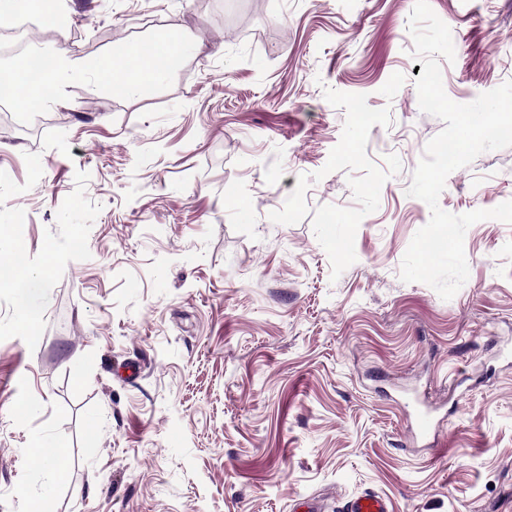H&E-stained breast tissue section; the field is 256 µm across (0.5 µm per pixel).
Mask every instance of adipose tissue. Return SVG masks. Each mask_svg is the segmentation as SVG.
<instances>
[{"instance_id": "obj_1", "label": "adipose tissue", "mask_w": 512, "mask_h": 512, "mask_svg": "<svg viewBox=\"0 0 512 512\" xmlns=\"http://www.w3.org/2000/svg\"><path fill=\"white\" fill-rule=\"evenodd\" d=\"M182 56V46L167 41L158 42L149 50L138 44L129 45L109 64L113 86L126 93L143 92L165 78ZM78 67V61L62 49L51 56L44 70L36 74L25 68L1 69L0 93L9 94L19 105L26 106L40 97L45 85L57 83L61 77L76 72Z\"/></svg>"}]
</instances>
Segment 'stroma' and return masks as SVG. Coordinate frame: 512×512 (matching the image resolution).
Returning <instances> with one entry per match:
<instances>
[{"label":"stroma","mask_w":512,"mask_h":512,"mask_svg":"<svg viewBox=\"0 0 512 512\" xmlns=\"http://www.w3.org/2000/svg\"><path fill=\"white\" fill-rule=\"evenodd\" d=\"M64 0L32 17L76 76L0 137V512H512V223L470 226L451 300L400 278L430 219L407 196L421 112L415 0ZM443 86L512 80V0H429ZM198 43L116 91L130 43ZM512 200V147L453 171V214ZM41 313L22 326L21 306ZM419 398L435 435L415 436ZM68 451L64 483L27 450ZM0 288H17L27 275L22 261V247L16 240L0 233ZM338 512H388V509L382 496L366 492L346 501Z\"/></svg>","instance_id":"1"}]
</instances>
